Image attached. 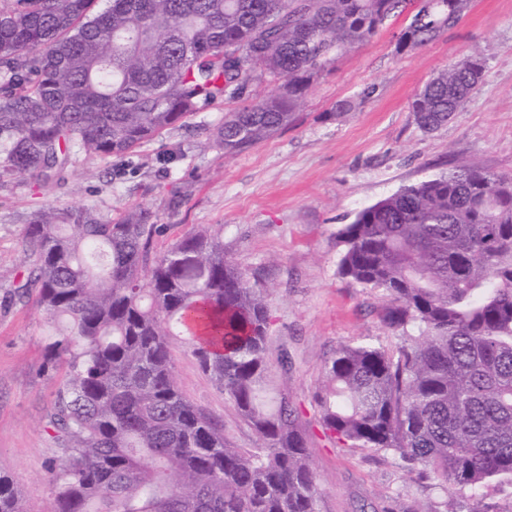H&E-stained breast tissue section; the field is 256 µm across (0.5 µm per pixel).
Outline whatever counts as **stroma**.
Instances as JSON below:
<instances>
[{
  "mask_svg": "<svg viewBox=\"0 0 512 512\" xmlns=\"http://www.w3.org/2000/svg\"><path fill=\"white\" fill-rule=\"evenodd\" d=\"M409 21L406 13L391 18L349 48L313 83L292 124L236 156H225L211 135L242 105L228 98L132 153L77 154L61 183L0 176V458L27 512L54 508L48 469L59 450L48 419L56 380L42 370L51 320L14 292L29 273L23 240L32 215L66 206L114 218L149 207L162 226L158 253L200 226L223 225L225 250L270 284L273 346L288 351L290 399L323 479L320 512H383L393 496L409 512L436 500L398 457L336 447L311 401L337 344L397 340L379 319L380 293L338 276L340 229L363 207L443 172L476 165L512 176V0H471L460 22L401 52ZM475 55L485 66L476 91L446 125L421 130L410 110L415 95ZM340 100L354 110L336 116ZM173 354L185 395L222 417L239 447H252L253 433L195 360L179 347Z\"/></svg>",
  "mask_w": 512,
  "mask_h": 512,
  "instance_id": "35a3bbf8",
  "label": "stroma"
}]
</instances>
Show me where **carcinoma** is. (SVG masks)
<instances>
[{
	"instance_id": "obj_1",
	"label": "carcinoma",
	"mask_w": 512,
	"mask_h": 512,
	"mask_svg": "<svg viewBox=\"0 0 512 512\" xmlns=\"http://www.w3.org/2000/svg\"><path fill=\"white\" fill-rule=\"evenodd\" d=\"M0 0V172L47 184L77 151L127 154L263 80L277 94L224 115V155L294 120L335 59L413 8L402 51L435 39L470 0ZM484 71L473 57L414 97L425 132L448 123ZM160 225L136 207L37 213L17 291L55 321L44 368L60 374L49 425L53 512H318L323 481L288 396L285 353L257 270L206 225L154 252ZM337 273L381 293L390 348L343 343L313 394L339 448L398 456L472 499L512 482V178L468 166L399 189L339 232ZM180 339L252 430L182 392ZM0 512H25L0 458Z\"/></svg>"
}]
</instances>
